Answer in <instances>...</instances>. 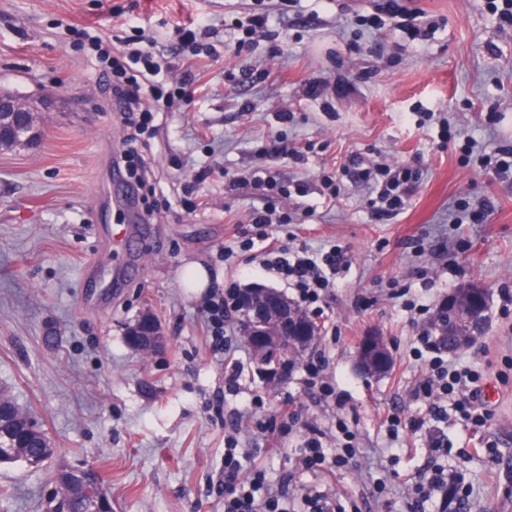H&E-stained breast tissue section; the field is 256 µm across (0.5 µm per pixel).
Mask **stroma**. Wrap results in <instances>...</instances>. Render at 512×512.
<instances>
[{"instance_id":"1","label":"stroma","mask_w":512,"mask_h":512,"mask_svg":"<svg viewBox=\"0 0 512 512\" xmlns=\"http://www.w3.org/2000/svg\"><path fill=\"white\" fill-rule=\"evenodd\" d=\"M405 4L435 22L433 35L415 39L391 19L365 28L377 0H300L284 18L265 0L275 36L253 34L238 50L255 0H0V89L49 101L39 143L0 150V389L55 448L40 467L0 464V512H54L61 468L93 471L112 512H224L209 481L233 428L254 448L252 466L287 483L292 512L311 487L346 512H405L443 431L430 421L387 434L388 414L423 410L414 389L427 363L414 347L431 320L407 302L435 306L469 284L488 291L489 324L448 361L478 375L491 418L446 430L448 464L471 491L456 509L512 512V309L501 300L512 291V174L480 168L461 147L468 135L481 153L512 151V28L489 0ZM190 24L209 31L173 55ZM76 26L168 61L181 109L155 113L127 146L112 83ZM382 161L419 180L400 214L378 221L359 174ZM269 205L285 218L269 228L278 245L345 259L312 311L332 403L294 374L267 390L243 340L213 351L203 297L186 286L199 263L213 291L287 290L250 222ZM481 207L490 216L473 223ZM145 312L164 336L151 356L125 336ZM371 331L393 357L374 380L354 368ZM283 403L325 431V447L352 444L351 466L297 471L305 430L260 429Z\"/></svg>"}]
</instances>
